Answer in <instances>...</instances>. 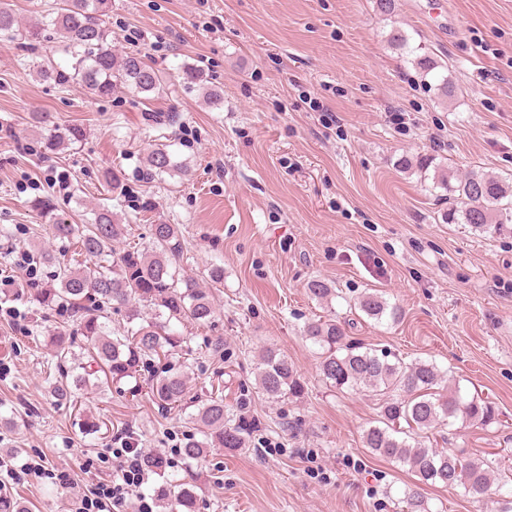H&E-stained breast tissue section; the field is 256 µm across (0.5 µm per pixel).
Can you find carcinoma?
I'll list each match as a JSON object with an SVG mask.
<instances>
[{
    "mask_svg": "<svg viewBox=\"0 0 512 512\" xmlns=\"http://www.w3.org/2000/svg\"><path fill=\"white\" fill-rule=\"evenodd\" d=\"M111 9L112 0H59L41 20L23 24L10 5L0 2V38L28 45L48 39L63 43L66 65L51 61L35 65L41 80L58 86L77 81L99 99L112 97L120 88L149 99L164 89V78L141 53L118 56L112 52V31L105 21ZM31 121L48 155L86 140L82 126L61 125L49 112H33ZM172 171L185 174L188 168L173 159L167 146L146 155V179ZM433 183L448 196V210L442 215L446 223L468 224L482 233L504 232L512 225V182L508 179L480 169L457 175L437 166ZM31 208L49 219L52 238L78 245L90 259V264L79 268L58 266L53 284L33 289L40 307L69 310L76 328L72 335L60 334L51 340L58 395L66 398L72 389L87 386L94 365L111 383L119 384L135 378L154 357L163 355L171 361L153 373L148 394L163 408L180 405L190 367L181 360L187 338L178 327L188 322L210 323L215 308L211 289L177 268L184 252L179 225L154 224L150 246L117 250L113 243L124 237L125 224L106 205L91 208L84 224L73 223L70 214L48 197L32 200ZM307 288L318 301L335 297V289L321 279L309 281ZM106 304L114 311H125V323L112 327ZM355 306L377 324H394L402 318L400 307L376 292L364 293ZM303 335L318 347L320 371L330 387L380 397V419L365 430L363 444L372 454L406 467L418 478L417 485L403 492L406 512H428L420 493L422 485L460 487L474 498L485 495L494 484L499 489L506 486V468L430 448L420 440L421 434L451 420L482 426L496 423L498 410L493 402L464 397L460 388L447 385L446 373L432 361H393L385 352L379 354L349 340L346 327L334 318L307 322ZM79 339L84 342V356L74 351ZM256 386L273 401L300 399L306 390L288 356L272 347L259 356ZM194 420L200 437L184 443L183 455L188 460L202 458L212 448L240 451L254 429L244 417L230 423L221 395L201 401ZM159 503L164 512H199L193 476L187 473L166 481Z\"/></svg>",
    "mask_w": 512,
    "mask_h": 512,
    "instance_id": "cac0c4a2",
    "label": "carcinoma"
}]
</instances>
